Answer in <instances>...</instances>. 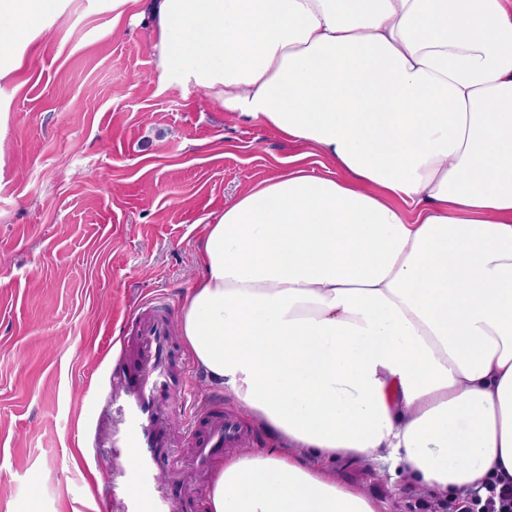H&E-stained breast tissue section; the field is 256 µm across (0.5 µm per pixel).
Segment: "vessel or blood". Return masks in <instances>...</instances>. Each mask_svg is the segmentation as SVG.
<instances>
[{
    "instance_id": "vessel-or-blood-1",
    "label": "vessel or blood",
    "mask_w": 512,
    "mask_h": 512,
    "mask_svg": "<svg viewBox=\"0 0 512 512\" xmlns=\"http://www.w3.org/2000/svg\"><path fill=\"white\" fill-rule=\"evenodd\" d=\"M135 336L123 362L97 394L100 411L90 448L103 449V495L112 512H191L188 494L173 492L180 460L170 429L181 424L192 437L196 466L209 470L229 448H244L255 432L225 411L223 400L196 396L173 356V326L164 294L139 307Z\"/></svg>"
}]
</instances>
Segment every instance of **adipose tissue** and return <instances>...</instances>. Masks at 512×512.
Here are the masks:
<instances>
[{
	"mask_svg": "<svg viewBox=\"0 0 512 512\" xmlns=\"http://www.w3.org/2000/svg\"><path fill=\"white\" fill-rule=\"evenodd\" d=\"M65 3L0 0V81ZM149 9L163 82L304 150L195 249L182 344L277 442L207 512H381L342 457L441 503L512 483V0Z\"/></svg>",
	"mask_w": 512,
	"mask_h": 512,
	"instance_id": "1",
	"label": "adipose tissue"
}]
</instances>
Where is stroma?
<instances>
[{"label":"stroma","mask_w":512,"mask_h":512,"mask_svg":"<svg viewBox=\"0 0 512 512\" xmlns=\"http://www.w3.org/2000/svg\"><path fill=\"white\" fill-rule=\"evenodd\" d=\"M152 38L149 20L69 0L0 81V512H99L86 442L124 324L160 292L179 314L204 224L299 152L167 86ZM335 466L382 512L431 501L385 467Z\"/></svg>","instance_id":"1"}]
</instances>
